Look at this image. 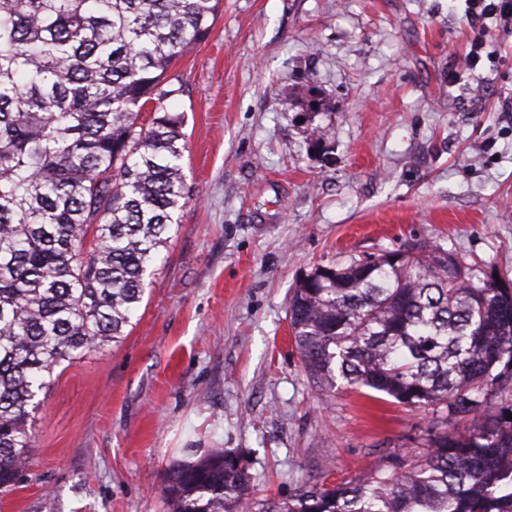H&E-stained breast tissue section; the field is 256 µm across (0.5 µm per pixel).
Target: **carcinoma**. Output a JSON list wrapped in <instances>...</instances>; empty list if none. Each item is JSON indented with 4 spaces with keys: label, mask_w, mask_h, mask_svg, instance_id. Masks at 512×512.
I'll return each mask as SVG.
<instances>
[{
    "label": "carcinoma",
    "mask_w": 512,
    "mask_h": 512,
    "mask_svg": "<svg viewBox=\"0 0 512 512\" xmlns=\"http://www.w3.org/2000/svg\"><path fill=\"white\" fill-rule=\"evenodd\" d=\"M222 0H0V488L55 368L118 343L192 189L171 64ZM318 266L289 325L320 394L368 388L436 432L360 481L254 496L234 455L174 460L169 512H512V285L438 246Z\"/></svg>",
    "instance_id": "1"
}]
</instances>
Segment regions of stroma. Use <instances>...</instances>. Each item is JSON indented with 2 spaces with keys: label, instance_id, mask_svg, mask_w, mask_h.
Masks as SVG:
<instances>
[{
  "label": "stroma",
  "instance_id": "35a3bbf8",
  "mask_svg": "<svg viewBox=\"0 0 512 512\" xmlns=\"http://www.w3.org/2000/svg\"><path fill=\"white\" fill-rule=\"evenodd\" d=\"M467 0H223L169 70L193 196L124 339L58 367L0 512H167L185 449L242 457L258 496L367 474L427 411L318 394L292 288L316 266L438 245L512 283V36L479 67Z\"/></svg>",
  "mask_w": 512,
  "mask_h": 512
}]
</instances>
